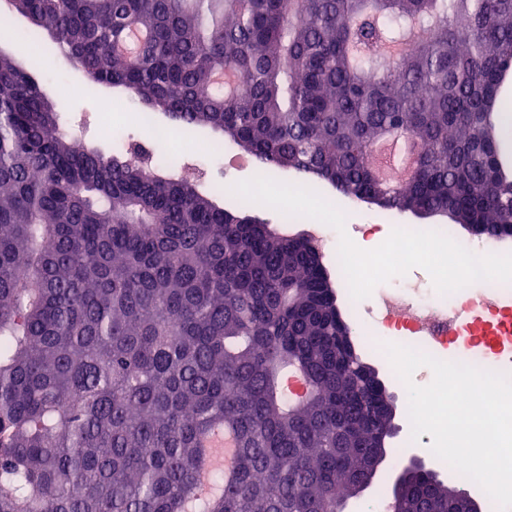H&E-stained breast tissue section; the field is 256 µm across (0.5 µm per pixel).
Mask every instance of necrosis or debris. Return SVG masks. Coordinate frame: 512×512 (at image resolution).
Masks as SVG:
<instances>
[{
	"instance_id": "obj_1",
	"label": "necrosis or debris",
	"mask_w": 512,
	"mask_h": 512,
	"mask_svg": "<svg viewBox=\"0 0 512 512\" xmlns=\"http://www.w3.org/2000/svg\"><path fill=\"white\" fill-rule=\"evenodd\" d=\"M140 123L148 130L146 140L133 154L155 170L173 169L176 175L212 183L210 170L202 165L210 146L199 142L193 158L170 166L159 152L168 139V128L155 113L144 111ZM480 296L483 306L477 312L462 314L464 300ZM374 309L378 325L386 328V341L410 344L433 356L459 361L483 369L512 372V284L484 282L479 288L466 287L448 295L414 284L378 292Z\"/></svg>"
}]
</instances>
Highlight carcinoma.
I'll return each instance as SVG.
<instances>
[{
    "instance_id": "1",
    "label": "carcinoma",
    "mask_w": 512,
    "mask_h": 512,
    "mask_svg": "<svg viewBox=\"0 0 512 512\" xmlns=\"http://www.w3.org/2000/svg\"><path fill=\"white\" fill-rule=\"evenodd\" d=\"M86 77L266 172L512 239V0H14ZM194 180L75 152L0 52V512H326L394 405L322 255ZM231 432L230 471L205 441ZM399 512H461L427 468Z\"/></svg>"
}]
</instances>
